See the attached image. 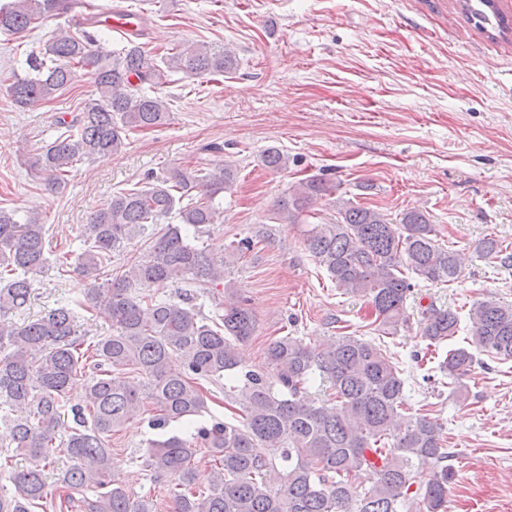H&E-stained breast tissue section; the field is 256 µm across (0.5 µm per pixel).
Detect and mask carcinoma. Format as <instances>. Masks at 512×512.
<instances>
[{"mask_svg": "<svg viewBox=\"0 0 512 512\" xmlns=\"http://www.w3.org/2000/svg\"><path fill=\"white\" fill-rule=\"evenodd\" d=\"M74 7L94 9L87 0H5L0 32L21 37ZM461 7L481 31L509 29L496 0H462ZM143 35L105 51L86 31L59 29L43 58L29 59L30 73L11 77L7 95L23 108L51 101L73 84L79 68L94 78L97 95L28 160L47 189L64 186L79 161L120 153L127 133L165 125L168 108L156 87L169 73L219 76L236 64L231 51L204 44L159 56L139 42ZM263 161L276 170L287 165L275 146ZM234 179L222 161L170 167L115 193L91 214L73 267L89 285L78 307L111 321L112 335L97 337L89 352L67 304L21 327L10 321L30 301L31 275L47 262L50 241L38 216L19 220L0 207V405L7 408L0 421L13 455L26 461L8 474L14 492L0 485V512H153L149 499L130 495L108 448L112 433L149 411L157 438L149 440L143 465L168 479L172 512H446L444 422L428 414L401 421L404 379L379 345L345 335L311 349L278 336L266 347V368L241 364L238 346L255 335L257 323L229 275L252 239L209 248L185 232L218 223L216 199ZM332 191L320 178L303 179L276 201L278 220L299 223L314 200ZM337 214L332 224L307 225L304 245L337 288L370 300L386 334L406 324L413 280L441 284L462 276L455 251L439 243L420 210L407 211L398 224L349 201ZM174 215L178 223H165ZM137 237L148 238L146 253L112 272V253ZM481 249L512 260L509 245L494 239ZM176 282L217 300L215 315H203L191 295L173 303L145 293ZM469 320L475 349L450 348L438 362L461 397L462 379L480 356L512 359V304L484 300L469 310ZM458 325L459 314L449 307L431 303L421 312L429 347L452 339ZM316 377L321 388L312 392ZM223 379L233 383L239 419L195 425L206 409L200 382ZM79 382L83 399L74 402ZM185 425L195 428L211 458L206 490L196 485L197 449L176 432ZM59 454L71 466L58 474L64 494L55 500L45 472Z\"/></svg>", "mask_w": 512, "mask_h": 512, "instance_id": "1", "label": "carcinoma"}]
</instances>
